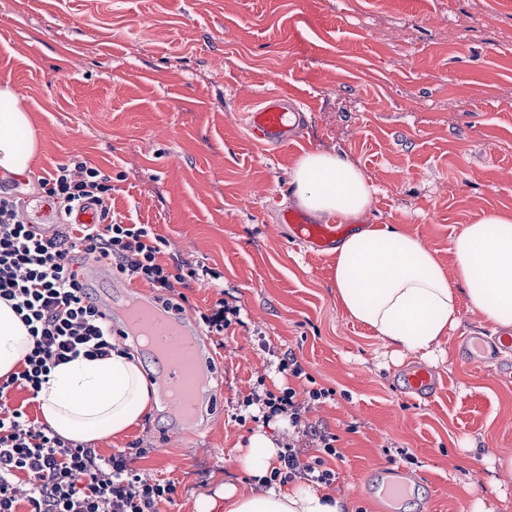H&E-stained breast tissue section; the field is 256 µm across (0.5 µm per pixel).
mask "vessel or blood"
<instances>
[{
    "label": "vessel or blood",
    "instance_id": "vessel-or-blood-1",
    "mask_svg": "<svg viewBox=\"0 0 512 512\" xmlns=\"http://www.w3.org/2000/svg\"><path fill=\"white\" fill-rule=\"evenodd\" d=\"M298 105L282 94L265 93L255 107L244 115L245 123L254 139L260 142L285 144L297 140L298 133L289 123L291 112ZM279 221L286 225L290 238L308 250L324 255L333 251L350 232L347 224H316L295 209H282ZM142 322L157 342L169 353L168 367L173 385L182 395V402L193 417L204 416L214 396L211 387L202 385L200 375L208 359L210 348L201 331L186 320L165 314L150 298L141 297ZM461 345L471 363L478 364L500 349H512V336L504 335L495 343L480 336L463 337ZM408 392L431 399L436 390V376L424 366L411 368L404 380Z\"/></svg>",
    "mask_w": 512,
    "mask_h": 512
}]
</instances>
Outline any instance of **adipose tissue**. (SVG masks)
<instances>
[{"mask_svg":"<svg viewBox=\"0 0 512 512\" xmlns=\"http://www.w3.org/2000/svg\"><path fill=\"white\" fill-rule=\"evenodd\" d=\"M37 153L31 119L11 83L0 84V171L28 175ZM293 195L311 215L358 218L371 206L364 173L334 154L306 153L291 173ZM456 271L447 276L434 252L391 226L359 228L336 248V295L351 317L369 325L386 346L428 356L458 322V302L495 324L512 326V217L491 215L462 225L452 241ZM32 347L24 324L0 302V377L15 371ZM157 396L138 359L122 350L54 367L38 401L44 423L77 443L118 435L147 413ZM280 447L263 431L248 438L240 467L265 477ZM345 512L340 498L296 484L240 496L219 487L200 497L196 512Z\"/></svg>","mask_w":512,"mask_h":512,"instance_id":"1","label":"adipose tissue"}]
</instances>
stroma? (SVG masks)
<instances>
[{
    "label": "stroma",
    "mask_w": 512,
    "mask_h": 512,
    "mask_svg": "<svg viewBox=\"0 0 512 512\" xmlns=\"http://www.w3.org/2000/svg\"><path fill=\"white\" fill-rule=\"evenodd\" d=\"M5 80L39 142L8 192L38 198L41 178L87 162L109 178L119 220L151 225L169 267L197 269L175 287L183 317L201 325L221 298L241 309L242 324L207 338L217 401L200 423L155 403L93 442L105 457L146 448L131 468L177 486L157 512H196L222 485L258 493L237 462L255 430L315 456L278 419L237 421L260 384L301 400L335 390L307 418L341 454L318 490L349 512H512V353L474 366L457 349L499 325L463 302L433 355L394 352L338 300L335 255L278 222L297 205L298 160L330 152L373 188L361 225L418 237L454 275L460 226L512 216V0H0ZM271 90L302 100L301 141L254 142L242 115ZM287 352L303 376L278 371ZM414 364L439 378L434 399L403 392ZM390 469L409 485L397 504L379 490Z\"/></svg>",
    "instance_id": "stroma-1"
}]
</instances>
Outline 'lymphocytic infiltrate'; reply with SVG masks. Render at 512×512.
Listing matches in <instances>:
<instances>
[{"mask_svg":"<svg viewBox=\"0 0 512 512\" xmlns=\"http://www.w3.org/2000/svg\"><path fill=\"white\" fill-rule=\"evenodd\" d=\"M39 186L59 223L49 237L27 219L22 198L0 195V300L11 305L33 342L20 369L0 379V512H18L15 481L22 474L31 480L30 512H156L157 503L172 500L177 487L170 480L147 482L130 467L131 456H144V449L134 445L102 456L29 421L22 408L9 407L7 398L16 388L38 394L52 368L77 356L111 355L112 329L78 270L84 258L107 261L119 273L167 292L196 271L172 272L159 259L162 239L150 225L114 217L112 186L99 169L83 161L62 165ZM86 204L100 206L103 223H71L72 213ZM304 403L290 387L244 400V407H257L263 418L287 415L320 451L308 461L301 449L286 445L278 467L260 479V487L298 477L317 484L334 480L325 461L338 456L336 438L303 422Z\"/></svg>","mask_w":512,"mask_h":512,"instance_id":"f902f5d3","label":"lymphocytic infiltrate"}]
</instances>
